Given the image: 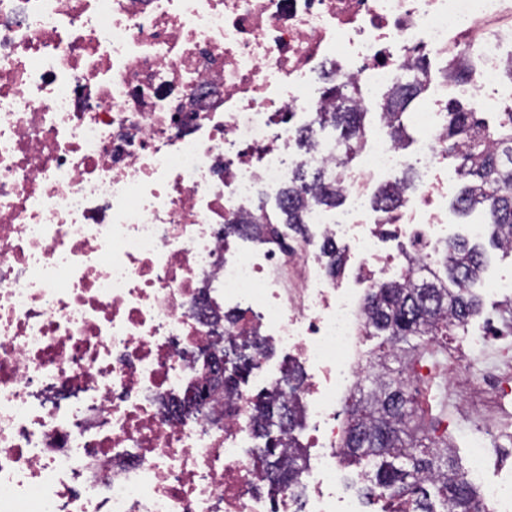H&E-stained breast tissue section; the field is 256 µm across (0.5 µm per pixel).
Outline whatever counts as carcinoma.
<instances>
[{"label":"carcinoma","mask_w":512,"mask_h":512,"mask_svg":"<svg viewBox=\"0 0 512 512\" xmlns=\"http://www.w3.org/2000/svg\"><path fill=\"white\" fill-rule=\"evenodd\" d=\"M336 96L333 112H320L316 123L339 131L344 161L355 157V144L362 137L367 113L352 103L353 91L330 85ZM422 93L411 79L386 93L387 111L401 122L412 102ZM448 153L460 160L456 172L464 181L455 209L465 214L484 209L493 226L491 242L509 250L512 242V113L499 124L496 146L476 136L484 119L473 109L448 106ZM314 192L316 203L334 209L343 195L322 168L299 165L294 180L283 189L277 207L282 223L296 228L306 223L304 195ZM374 203L385 209L401 205L391 187L380 189ZM268 227L250 221L228 224L229 234L260 237ZM485 253L480 245L456 239L446 245L439 263L426 273L411 267L400 280L385 281L365 298L369 314L367 333L387 336L369 384L361 383L348 409L344 463L362 475L370 472L367 493L381 489L408 500L413 512H473L476 489L465 477L448 438L437 436L448 419L445 392L434 387L444 377L448 354V331L465 327L481 312L482 302L470 289L481 271ZM427 362L432 375L411 385L408 366Z\"/></svg>","instance_id":"obj_1"}]
</instances>
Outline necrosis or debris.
I'll use <instances>...</instances> for the list:
<instances>
[{
	"label": "necrosis or debris",
	"mask_w": 512,
	"mask_h": 512,
	"mask_svg": "<svg viewBox=\"0 0 512 512\" xmlns=\"http://www.w3.org/2000/svg\"><path fill=\"white\" fill-rule=\"evenodd\" d=\"M511 65L512 0H0V512H362L336 411L367 373L362 297L481 236L448 220V102L512 112ZM325 69L380 107L352 164L298 151ZM413 77L405 147L381 107ZM302 163L335 170L344 207L225 234L273 224L260 202ZM405 171L398 209L375 206ZM488 287L504 302L449 354L448 401L467 481L512 512L485 464L512 444V270ZM229 337L250 367L195 412ZM273 399L308 432L293 474Z\"/></svg>",
	"instance_id": "obj_1"
}]
</instances>
